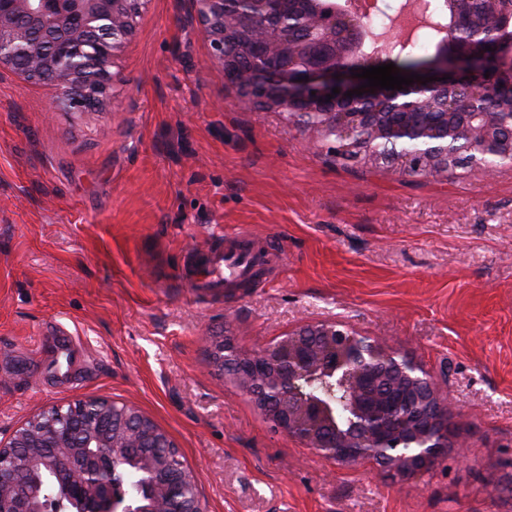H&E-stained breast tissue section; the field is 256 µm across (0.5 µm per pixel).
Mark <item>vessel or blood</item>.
Here are the masks:
<instances>
[{"label": "vessel or blood", "instance_id": "vessel-or-blood-1", "mask_svg": "<svg viewBox=\"0 0 512 512\" xmlns=\"http://www.w3.org/2000/svg\"><path fill=\"white\" fill-rule=\"evenodd\" d=\"M284 263L285 252L278 241L236 229L225 232L223 246L198 255L195 285L215 293L237 287L245 280L254 282L267 278Z\"/></svg>", "mask_w": 512, "mask_h": 512}]
</instances>
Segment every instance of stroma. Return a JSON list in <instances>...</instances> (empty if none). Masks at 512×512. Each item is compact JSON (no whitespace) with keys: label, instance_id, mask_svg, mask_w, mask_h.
<instances>
[{"label":"stroma","instance_id":"obj_1","mask_svg":"<svg viewBox=\"0 0 512 512\" xmlns=\"http://www.w3.org/2000/svg\"><path fill=\"white\" fill-rule=\"evenodd\" d=\"M188 0H150L104 111L0 70V441L49 405L136 406L208 512H512V166L418 177L341 166L278 112L228 95ZM288 260L206 295L186 274L225 227ZM336 320L422 363L456 447L393 481L272 431L210 358Z\"/></svg>","mask_w":512,"mask_h":512}]
</instances>
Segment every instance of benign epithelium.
<instances>
[{"label":"benign epithelium","mask_w":512,"mask_h":512,"mask_svg":"<svg viewBox=\"0 0 512 512\" xmlns=\"http://www.w3.org/2000/svg\"><path fill=\"white\" fill-rule=\"evenodd\" d=\"M148 0H0V70L8 69L30 81H48L57 96L51 111H99L116 77L112 72L120 48L132 37L134 19ZM270 0H189V17L209 46L212 63L222 74L236 64L224 39V23L251 34V66L239 70L233 90L260 112H283L301 124L314 139L344 151L378 153V141L420 140L429 145L441 133L468 137L469 161L501 150L512 156V137L498 134L497 113L460 112V87L448 85V62L467 58V49L450 37L440 45L439 80L414 81L402 89L360 88L356 77L362 66L344 57L365 34L347 31L349 39L336 43L317 0H304L295 15L307 37L288 41V24L269 9ZM340 93L332 94L333 88ZM361 89L362 95H347ZM332 98H327V95ZM431 98H441L447 110L438 113L435 128H420L412 111ZM389 100L404 119L387 122L381 112L362 109L366 102ZM355 108L350 120L338 119L336 108ZM307 336L328 339L345 336L339 363L327 369L352 379L350 432L326 446L310 444L303 422L310 416L330 418L322 402L285 401L284 392L302 388L306 368L314 367ZM216 357L236 368L234 380L255 396L271 427L312 449L319 457L344 466L370 462L385 474L403 480L429 469L450 448L448 402L430 374L418 363L382 341L360 336L340 322L307 324L258 353L239 346L234 336H223ZM396 377L395 394L388 403L377 401L373 387L385 374ZM145 439L148 448L167 449V459L143 456L139 465L152 480L149 487L133 488L116 477L124 462L123 448ZM78 512H206L193 493L194 475L179 458L167 433L151 428L131 405L116 408L108 401L88 399L69 407L49 406L0 443V512H43L45 476Z\"/></svg>","instance_id":"7a95c632"}]
</instances>
